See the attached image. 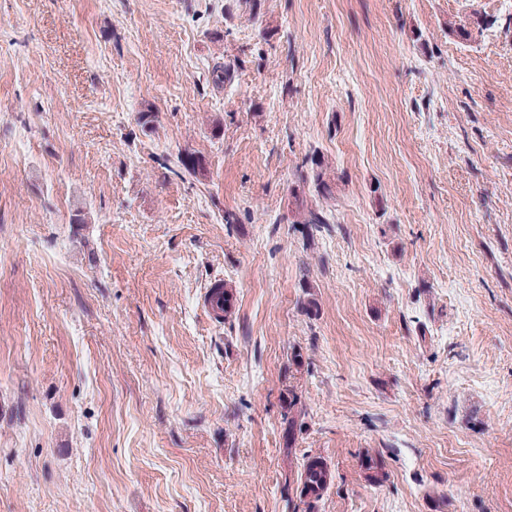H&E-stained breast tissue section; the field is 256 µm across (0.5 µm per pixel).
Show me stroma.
Segmentation results:
<instances>
[{"label":"stroma","mask_w":512,"mask_h":512,"mask_svg":"<svg viewBox=\"0 0 512 512\" xmlns=\"http://www.w3.org/2000/svg\"><path fill=\"white\" fill-rule=\"evenodd\" d=\"M309 454L315 512H512V6L0 0V512H293ZM301 415H305L301 396L295 390H288V399H286L284 411L281 415L284 431L288 438V448H292L297 432L302 429V423L299 422ZM360 469L366 482L373 486H381L388 478L382 460L368 452L360 458ZM333 471L330 464L320 455L307 456L300 468L296 471V495L300 504L306 509L312 507L314 502L323 498L333 483Z\"/></svg>","instance_id":"stroma-1"}]
</instances>
